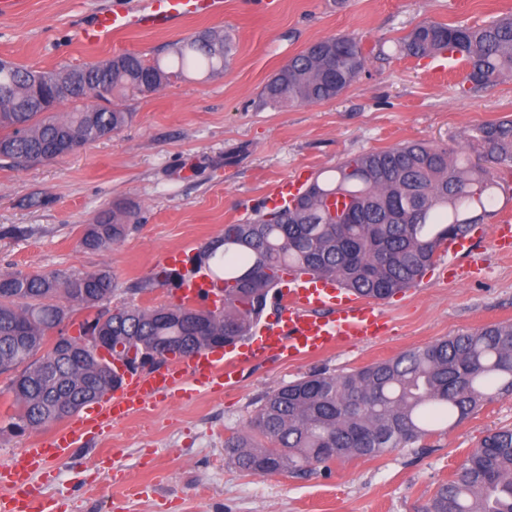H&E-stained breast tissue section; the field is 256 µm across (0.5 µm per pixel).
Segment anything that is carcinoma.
<instances>
[{"mask_svg":"<svg viewBox=\"0 0 512 512\" xmlns=\"http://www.w3.org/2000/svg\"><path fill=\"white\" fill-rule=\"evenodd\" d=\"M407 56L443 52L460 57L478 92L512 77V18L481 24L423 22L398 43ZM235 46L222 30H206L169 48V61L150 63L135 53L71 72L24 69L0 60V158L17 165L44 161L49 146H83L116 133L133 117L118 105H83L59 120L32 94L42 85L50 99L78 103L110 79L112 89L151 93L191 68L227 66ZM336 71L329 65L336 57ZM366 67L359 42L349 36L317 40L283 65L263 89L273 106L315 104L339 96ZM481 165L465 153L412 141L348 158L335 173L315 176L287 207L251 221L226 224L197 248L192 269L224 286V305L190 307L183 300L153 308L112 298L107 270L61 277L22 270L0 273V375L13 396L10 428L17 434L57 423L62 405L77 412L119 387L101 376L83 337H112V358L133 349L152 354L162 344L189 350L234 345L252 335L285 274L328 278L361 297L385 300L414 285L438 249L464 237L492 215L506 187L498 167L512 171V119L480 125L470 135ZM352 206L354 224H324L323 211ZM121 204L86 226L81 243L107 250L130 232ZM184 274L163 269L137 284L140 292L182 286ZM85 317L80 337L66 344L73 359L56 358L60 344L48 332L75 314ZM512 394V322L462 331L385 361L336 375L314 371L268 392L246 432L224 441L227 457L252 474L302 475L333 460L375 458L413 447L438 422L460 423L499 397ZM417 512H512V428L483 438L454 478Z\"/></svg>","mask_w":512,"mask_h":512,"instance_id":"cac0c4a2","label":"carcinoma"}]
</instances>
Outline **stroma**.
Listing matches in <instances>:
<instances>
[{"mask_svg":"<svg viewBox=\"0 0 512 512\" xmlns=\"http://www.w3.org/2000/svg\"><path fill=\"white\" fill-rule=\"evenodd\" d=\"M112 2L27 0L23 15L0 17V59L34 70L80 68L122 52L151 62L166 59L170 43L212 28L232 38L236 53L222 73H189L153 93L114 96L132 122L75 154L24 167L0 160V272L107 269L116 282L111 305H168L178 289L142 293L134 284L160 271L164 255H193L225 225L253 217L277 180L410 141L465 152L475 126L512 116V79L475 93L464 68L439 70L434 59L396 51L421 22L512 16V0H279L273 12L252 0H224L220 17L131 31L97 46L79 42L80 27ZM338 36L354 37L367 58L356 83L329 102L263 104L265 84L292 56ZM118 202L130 207L133 231L111 249H85V225ZM505 219L512 220L506 194L471 233L478 270L460 274L462 258L436 254L414 287L383 300L377 338L301 360L253 362L223 391L150 402L35 474L40 496L59 512H415L485 435L512 426V395L440 425L426 447L335 460L303 477L240 471L228 463L224 442L246 430L261 397L310 372L340 375L512 322V254L499 252L492 236ZM5 386L0 376V462L43 435L10 432ZM101 454L108 463H98Z\"/></svg>","mask_w":512,"mask_h":512,"instance_id":"1","label":"stroma"}]
</instances>
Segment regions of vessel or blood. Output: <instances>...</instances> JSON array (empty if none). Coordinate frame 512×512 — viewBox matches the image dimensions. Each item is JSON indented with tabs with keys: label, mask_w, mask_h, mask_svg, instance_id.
<instances>
[{
	"label": "vessel or blood",
	"mask_w": 512,
	"mask_h": 512,
	"mask_svg": "<svg viewBox=\"0 0 512 512\" xmlns=\"http://www.w3.org/2000/svg\"><path fill=\"white\" fill-rule=\"evenodd\" d=\"M224 9V0H142L139 8L115 6L95 13L82 26L83 43L95 45L131 29L156 30L177 21L212 17ZM303 175L279 180L267 193L269 209L287 207L304 185ZM220 283L196 276L182 287L186 299L199 301L201 295L217 298ZM275 321L248 341L245 352L227 357L202 349L171 361L158 372H128L112 396L102 399L74 421L51 431L31 447L0 464V486L7 496L0 498V512H48V503L32 494L31 478L47 461L67 458L77 442L129 418L151 400L174 392L179 385L194 383L219 392L234 379L242 363L261 358L302 359L357 341L379 336L383 311L378 303L361 298L333 283L312 285L306 277L291 279L278 300Z\"/></svg>",
	"instance_id": "obj_1"
}]
</instances>
